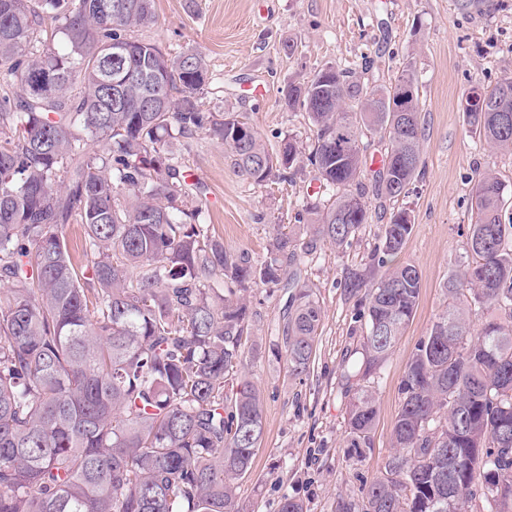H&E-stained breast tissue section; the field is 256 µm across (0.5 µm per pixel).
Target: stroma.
<instances>
[{
  "label": "stroma",
  "mask_w": 512,
  "mask_h": 512,
  "mask_svg": "<svg viewBox=\"0 0 512 512\" xmlns=\"http://www.w3.org/2000/svg\"><path fill=\"white\" fill-rule=\"evenodd\" d=\"M158 21L137 39L177 55L201 52L208 64L202 109L232 111L259 132L269 151L284 138L309 144L304 113L281 103L292 82H306L327 65L352 66L366 83L393 80L405 62L415 64L424 128V173L399 201L370 200V207L410 209L412 233L399 262L422 278L418 308L396 344L377 391L372 448L344 446L346 407L362 362L363 335L354 318L357 297L340 283L349 271L367 272L381 223L364 225L351 247L317 244L288 270L312 286L323 318L309 372L290 375L274 357L288 316L286 289L250 296L252 338L259 359L246 371L263 395L264 435L252 469L237 489L242 512H279L283 496L302 499L307 512H336L360 498L392 453L391 430L400 405L399 383L417 342L448 300L442 284L455 258L465 255L475 170L495 171L512 197V153L481 146L466 130L462 96L471 84L495 85L512 75V0L488 17L458 11L454 0H155ZM179 154L195 188L188 205L200 209L231 252L263 260L274 227L301 238L298 211L317 184L312 167L293 181L258 185L234 171L223 140L199 133L181 139Z\"/></svg>",
  "instance_id": "obj_1"
}]
</instances>
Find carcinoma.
<instances>
[{
    "mask_svg": "<svg viewBox=\"0 0 512 512\" xmlns=\"http://www.w3.org/2000/svg\"><path fill=\"white\" fill-rule=\"evenodd\" d=\"M0 0V512H240L236 489L264 433L263 399L244 372L243 337L262 285L293 288L283 336L292 374H307L322 309L287 275L322 239L344 249L372 223L361 178L370 139L378 198L408 195L422 165V108L364 106L361 76L327 66L290 83L284 104L314 127L308 155L288 160L232 112H205L208 65L132 36L156 23L154 0ZM502 0H455L486 16ZM512 76L475 83L467 132L512 152ZM224 140L235 171L256 183L294 178L308 162L319 190L302 211L312 239L275 231L267 257L235 254L187 209L190 184L176 141ZM103 148L95 150L92 145ZM491 170L474 176L468 250L448 271L446 309L416 345L399 383L395 452L339 512H512V213ZM390 213L352 272L364 294L363 369L347 411L350 448L372 447L376 389L414 317L421 274L396 264L413 230ZM81 226L86 266L67 228Z\"/></svg>",
    "mask_w": 512,
    "mask_h": 512,
    "instance_id": "obj_1",
    "label": "carcinoma"
}]
</instances>
